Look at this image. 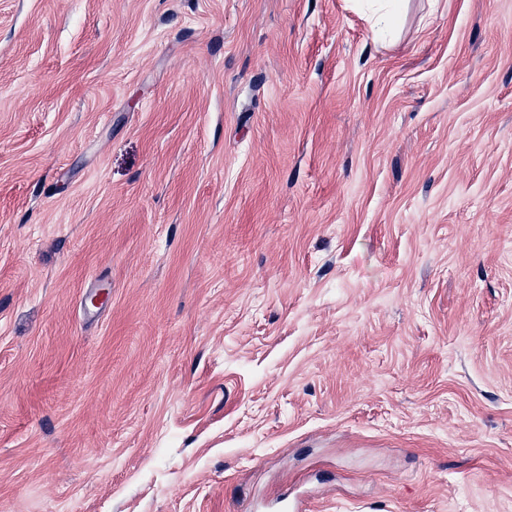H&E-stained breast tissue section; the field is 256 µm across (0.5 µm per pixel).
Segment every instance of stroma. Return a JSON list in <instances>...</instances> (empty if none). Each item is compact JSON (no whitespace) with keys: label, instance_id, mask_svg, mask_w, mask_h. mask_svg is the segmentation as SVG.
I'll list each match as a JSON object with an SVG mask.
<instances>
[{"label":"stroma","instance_id":"obj_1","mask_svg":"<svg viewBox=\"0 0 512 512\" xmlns=\"http://www.w3.org/2000/svg\"><path fill=\"white\" fill-rule=\"evenodd\" d=\"M0 0V512H512V0ZM379 2H382L383 9L373 23V31L377 36H382L397 25L403 10L404 1L382 0Z\"/></svg>","mask_w":512,"mask_h":512}]
</instances>
